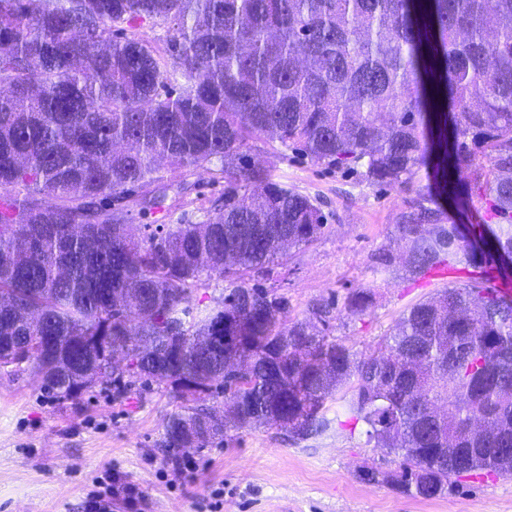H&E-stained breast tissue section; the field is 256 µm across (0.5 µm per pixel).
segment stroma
<instances>
[{
	"label": "stroma",
	"mask_w": 512,
	"mask_h": 512,
	"mask_svg": "<svg viewBox=\"0 0 512 512\" xmlns=\"http://www.w3.org/2000/svg\"><path fill=\"white\" fill-rule=\"evenodd\" d=\"M256 158L329 211L321 237L293 250L266 282L287 298L290 317L304 318L315 301L371 289L365 316L341 313L332 323L333 335L366 355L410 305L462 281L456 271L415 281L370 269L378 249H397L401 213L417 193L433 190L427 169L409 185L379 187L295 155L264 149ZM181 406L165 387L120 397L106 382L59 400L34 370L0 369V512H89L107 480L106 512H512V476L464 478L436 500L402 493L382 479L399 459L368 444L365 425L347 419L302 441L273 425L233 429L223 442L176 453L164 446V426ZM366 469L380 481L363 479Z\"/></svg>",
	"instance_id": "obj_1"
}]
</instances>
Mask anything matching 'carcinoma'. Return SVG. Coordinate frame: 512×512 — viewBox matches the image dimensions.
<instances>
[{
    "instance_id": "carcinoma-1",
    "label": "carcinoma",
    "mask_w": 512,
    "mask_h": 512,
    "mask_svg": "<svg viewBox=\"0 0 512 512\" xmlns=\"http://www.w3.org/2000/svg\"><path fill=\"white\" fill-rule=\"evenodd\" d=\"M262 145L371 185L431 164L442 195L486 190L489 236L419 193L402 252L372 257L376 273L448 263L468 279L408 307L364 359L331 335L334 304L290 318L256 282L326 216L254 161ZM164 166L224 193L171 197ZM134 207L180 223L138 232ZM482 244L512 264V0H0V368L34 365L59 398L110 376L119 395L145 380L236 406L170 417L175 449L281 416L291 438L319 435L337 399L401 458L383 480L413 498L511 475L512 297L486 285ZM212 280L230 292L202 308ZM372 303L360 288L344 310ZM226 334L250 347L242 371Z\"/></svg>"
}]
</instances>
